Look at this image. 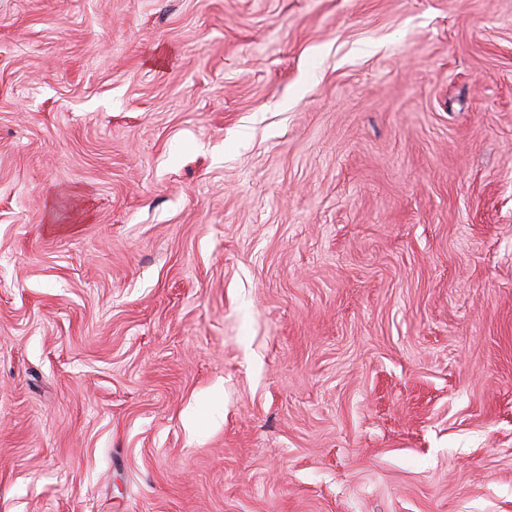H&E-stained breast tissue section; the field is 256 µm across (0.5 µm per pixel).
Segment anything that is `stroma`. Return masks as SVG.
I'll return each mask as SVG.
<instances>
[{
    "mask_svg": "<svg viewBox=\"0 0 512 512\" xmlns=\"http://www.w3.org/2000/svg\"><path fill=\"white\" fill-rule=\"evenodd\" d=\"M0 512H512V0H0Z\"/></svg>",
    "mask_w": 512,
    "mask_h": 512,
    "instance_id": "stroma-1",
    "label": "stroma"
}]
</instances>
